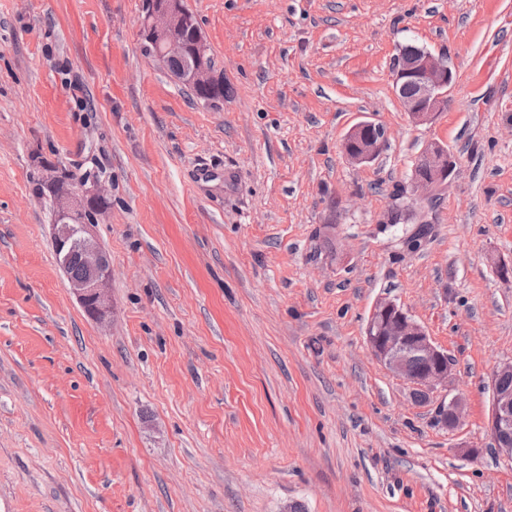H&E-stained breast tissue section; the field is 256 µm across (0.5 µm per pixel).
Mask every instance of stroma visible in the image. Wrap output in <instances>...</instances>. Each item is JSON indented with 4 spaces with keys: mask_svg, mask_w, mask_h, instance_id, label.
Wrapping results in <instances>:
<instances>
[{
    "mask_svg": "<svg viewBox=\"0 0 512 512\" xmlns=\"http://www.w3.org/2000/svg\"><path fill=\"white\" fill-rule=\"evenodd\" d=\"M187 3L217 108L143 54L140 0H0V512H512L488 428L512 361V0ZM408 45L454 73L427 122L393 84ZM362 121L389 139L356 164ZM433 142L455 168L423 212ZM36 153L107 189L108 326L65 286ZM384 298L450 356L447 393L416 401L372 355ZM464 407L458 398H452L448 401H440L436 408V416L444 427L448 430H454L460 423L463 416Z\"/></svg>",
    "mask_w": 512,
    "mask_h": 512,
    "instance_id": "obj_1",
    "label": "stroma"
}]
</instances>
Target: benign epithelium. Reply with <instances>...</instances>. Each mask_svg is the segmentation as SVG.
Returning a JSON list of instances; mask_svg holds the SVG:
<instances>
[{
    "label": "benign epithelium",
    "instance_id": "benign-epithelium-1",
    "mask_svg": "<svg viewBox=\"0 0 512 512\" xmlns=\"http://www.w3.org/2000/svg\"><path fill=\"white\" fill-rule=\"evenodd\" d=\"M142 34L158 41L160 50L153 59L167 65L171 59L191 58L192 63L174 73L181 82L194 87H216L224 84V75L207 65L211 58L200 25L190 26V10L186 0H141ZM454 73L447 61L431 52L402 51L396 58L394 86L406 112L417 122L429 120L434 113L448 107V87ZM388 141V131L381 125L367 122L350 131L346 142H355L354 149L344 148L348 160L366 163L375 160ZM427 173H415L414 201L435 195L453 172L448 151L437 144L426 146L419 156ZM45 172L43 187L53 204V240L56 260L66 273L65 287L74 294L85 314L94 322L105 325L112 317L109 285L112 278L111 260L100 242L89 232L102 209L90 206L107 198L106 188L98 181L75 187L56 164L38 158ZM81 256L85 274H69L73 255ZM367 341L372 354L398 377L426 394L448 387L451 360L438 348L425 330L399 305L391 300L379 302L367 327ZM419 356L426 367L417 376L407 374L408 360ZM464 407L457 398L440 402L437 419L444 427L455 429L463 416ZM490 433L503 456L512 460V392L493 388Z\"/></svg>",
    "mask_w": 512,
    "mask_h": 512
}]
</instances>
